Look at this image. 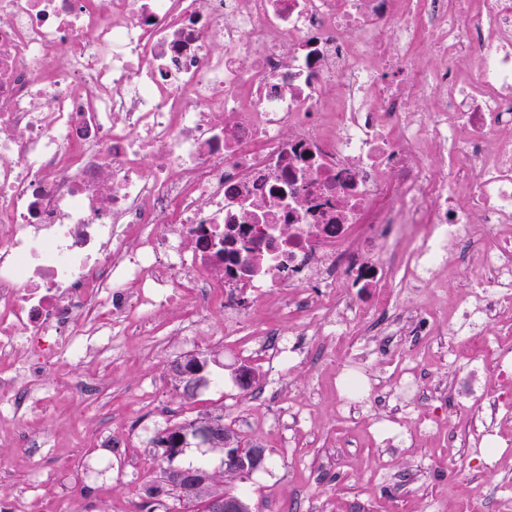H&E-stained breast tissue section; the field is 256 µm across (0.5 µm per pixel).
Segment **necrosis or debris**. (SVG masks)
<instances>
[{
  "mask_svg": "<svg viewBox=\"0 0 512 512\" xmlns=\"http://www.w3.org/2000/svg\"><path fill=\"white\" fill-rule=\"evenodd\" d=\"M418 33L444 66L412 68ZM402 212L420 279L493 229L474 310L512 309V0H0V424L29 454L35 399L98 385L49 376L148 314L235 336L289 297L346 329Z\"/></svg>",
  "mask_w": 512,
  "mask_h": 512,
  "instance_id": "necrosis-or-debris-1",
  "label": "necrosis or debris"
}]
</instances>
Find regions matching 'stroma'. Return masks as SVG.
Listing matches in <instances>:
<instances>
[{"instance_id": "1", "label": "stroma", "mask_w": 512, "mask_h": 512, "mask_svg": "<svg viewBox=\"0 0 512 512\" xmlns=\"http://www.w3.org/2000/svg\"><path fill=\"white\" fill-rule=\"evenodd\" d=\"M481 263L473 248L463 260L443 265L433 283L409 288L403 269L381 295L363 292L364 307L378 298L386 303L383 317L393 331L364 375L389 385L410 369L422 377L419 399L387 400L397 422L381 423L373 399L353 412L341 401L336 370L355 357L356 337L367 322L355 318L349 335L324 336L319 312L300 319L287 314L281 300L260 299L247 309L240 335H225L224 315L212 309L197 314L195 335L172 349L168 334L178 319L158 313L152 335L115 337L110 353L62 374L65 382L101 380L100 395L56 398L28 412L30 430L50 447L38 462L17 447L11 432L0 435V488L24 493L30 512L67 506L93 512L100 504L108 512H129L131 504L144 503L164 465L153 444L157 434L220 414L242 442L267 450L264 466L242 483L260 512H502L512 498V447L498 450L491 463L488 442L476 436L486 396L502 386L497 363L502 351L512 350V311L478 328L469 344L455 334ZM407 310L432 318L430 334H405ZM301 332L309 343L306 359L281 371V394L260 392L273 373L266 362L241 354L245 339L293 340ZM187 355L207 361V382L190 401L170 371ZM242 367L255 371L256 386L237 384ZM214 377L223 378V387H212ZM289 408L301 415L292 429L277 418ZM116 429L127 432L117 448L111 445Z\"/></svg>"}]
</instances>
